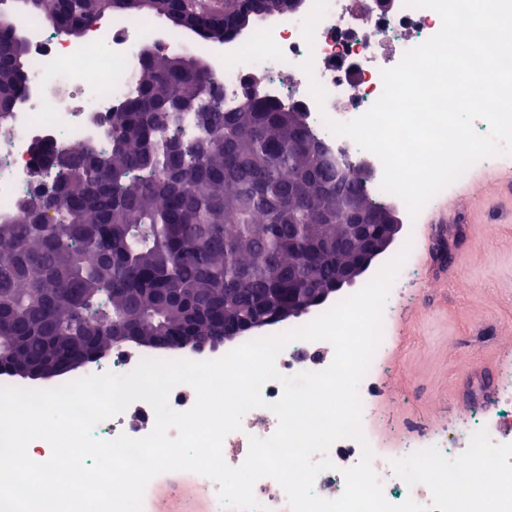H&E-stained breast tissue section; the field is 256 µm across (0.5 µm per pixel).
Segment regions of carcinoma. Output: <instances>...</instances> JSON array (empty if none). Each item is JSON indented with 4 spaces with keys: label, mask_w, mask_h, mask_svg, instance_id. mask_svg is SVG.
<instances>
[{
    "label": "carcinoma",
    "mask_w": 512,
    "mask_h": 512,
    "mask_svg": "<svg viewBox=\"0 0 512 512\" xmlns=\"http://www.w3.org/2000/svg\"><path fill=\"white\" fill-rule=\"evenodd\" d=\"M26 15L80 34L98 11L148 12L182 33L235 39L290 0H15ZM0 98L31 86L21 30L0 29ZM140 86L112 113L104 167L87 152L51 170L40 209L0 220V351L36 366L110 336L224 335V316L241 321L288 302L298 278L325 288L336 278V199L371 203L357 173L336 175L321 160L298 109L250 95L233 111L213 89L202 57H142ZM320 247L308 266L310 225Z\"/></svg>",
    "instance_id": "carcinoma-1"
}]
</instances>
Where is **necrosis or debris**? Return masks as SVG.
<instances>
[{
  "mask_svg": "<svg viewBox=\"0 0 512 512\" xmlns=\"http://www.w3.org/2000/svg\"><path fill=\"white\" fill-rule=\"evenodd\" d=\"M312 4L313 0H302L299 11L259 19L226 44L224 61L214 70L224 106L235 108L250 87L281 107L302 109L318 140L340 162L350 166L363 162L369 166L367 194L394 207L403 223H410L404 202L381 187L383 169L378 157L361 149L352 139L333 134L324 120L329 117L348 122L368 110L383 92L382 69L396 65L407 50L435 35L441 28V19L433 10L405 6L404 0H330L329 10L309 45L302 37L300 22ZM21 23L39 31L40 39L30 50L36 82L9 125L0 126V216L9 217L19 213L22 201L38 187L33 175L38 145L51 143L73 152L110 150L108 112L136 90L143 41L159 37L169 49L183 44L182 37L146 29L130 17L113 19L107 33H93L81 48L41 29L33 16H24ZM307 60L313 63L309 74L301 68ZM314 80L328 93L325 104H317L310 93ZM419 270V250L414 247L385 302L382 339L358 385V393L362 430L375 453L373 468L384 484L386 499L399 504L411 498L427 506L431 503L429 489L423 485L407 486L394 476L391 459L427 447L437 448L449 459L457 457L459 451L449 445L447 426H433L419 419L406 422L396 440H389L387 417L378 403L387 357L395 342L398 308L411 298ZM224 354L221 348L183 347L159 355L128 343L113 348L111 356L96 362L92 371L126 374L141 360L158 355L166 360L204 361ZM333 356L329 342L295 340L277 357L276 369L285 376L320 371L330 365ZM261 394L265 407L249 411L242 419L241 430L228 434L224 440L223 454L230 466H239L245 460L250 436L266 437L277 427V418L269 405L280 399L282 386L276 381L268 382ZM154 425L152 407L136 401L122 414L96 425L92 435L102 440L122 434L143 438ZM482 428L493 443H512L511 373L501 379L492 405L477 410L459 430L468 440ZM328 456L334 467L317 476L313 491L319 497L334 499L344 489L342 470L359 462L361 446L356 440L341 439L330 447Z\"/></svg>",
  "mask_w": 512,
  "mask_h": 512,
  "instance_id": "4bbe7bcc",
  "label": "necrosis or debris"
}]
</instances>
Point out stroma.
Returning <instances> with one entry per match:
<instances>
[{"label": "stroma", "instance_id": "stroma-1", "mask_svg": "<svg viewBox=\"0 0 512 512\" xmlns=\"http://www.w3.org/2000/svg\"><path fill=\"white\" fill-rule=\"evenodd\" d=\"M447 272L426 269L401 317L407 334L390 354L380 394L391 419L452 424L488 404L486 382L512 356V201L477 187L442 226ZM147 512H209L192 473L160 474Z\"/></svg>", "mask_w": 512, "mask_h": 512}]
</instances>
